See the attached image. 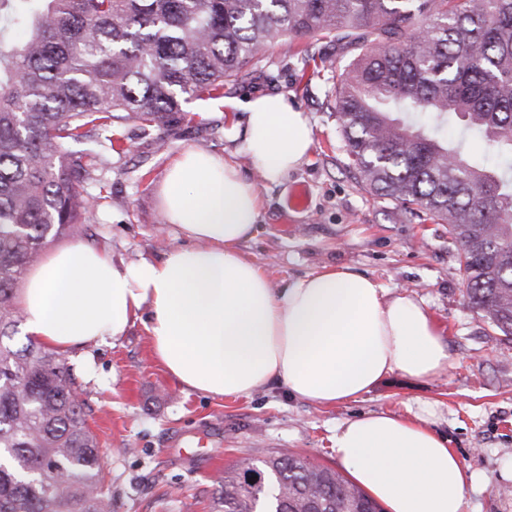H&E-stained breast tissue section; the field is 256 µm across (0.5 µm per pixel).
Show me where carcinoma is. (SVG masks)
<instances>
[{"label":"carcinoma","mask_w":512,"mask_h":512,"mask_svg":"<svg viewBox=\"0 0 512 512\" xmlns=\"http://www.w3.org/2000/svg\"><path fill=\"white\" fill-rule=\"evenodd\" d=\"M0 512H112L70 369L17 347V289L75 233L104 133L166 128L221 98L265 48L321 33L345 60L332 91L352 167L448 225L470 306L512 338V0H0ZM478 137L495 159L476 162ZM220 512H382L338 471L278 451L218 482Z\"/></svg>","instance_id":"1"}]
</instances>
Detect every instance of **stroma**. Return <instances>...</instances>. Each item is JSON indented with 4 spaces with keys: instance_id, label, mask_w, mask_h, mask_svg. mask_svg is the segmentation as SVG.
Wrapping results in <instances>:
<instances>
[{
    "instance_id": "obj_1",
    "label": "stroma",
    "mask_w": 512,
    "mask_h": 512,
    "mask_svg": "<svg viewBox=\"0 0 512 512\" xmlns=\"http://www.w3.org/2000/svg\"><path fill=\"white\" fill-rule=\"evenodd\" d=\"M308 44L324 67L305 65L287 44H277L255 72L225 86L222 98L187 103L193 124L162 132L127 127L128 152L109 157L86 186L98 202L75 239L127 263L159 260L169 248L186 245L165 222L163 180L180 152H212L234 162L263 199L257 234L240 250L273 287L328 266L411 293L439 328L450 366L431 380L391 373L360 400L330 408L290 396L277 380L244 398L214 399L170 377L150 354L143 321H136L120 342L62 357L112 481L114 512H211L224 471L280 450L339 468L332 451L337 426L370 412L403 416L417 401L436 404V430L475 477L467 512H512V340L469 306L447 225L402 212L350 167L331 100L339 52L327 38ZM276 92L287 93L308 116L314 148L273 184L241 149L247 118L241 105ZM160 136L166 140L161 149ZM299 191L304 203L296 207Z\"/></svg>"
}]
</instances>
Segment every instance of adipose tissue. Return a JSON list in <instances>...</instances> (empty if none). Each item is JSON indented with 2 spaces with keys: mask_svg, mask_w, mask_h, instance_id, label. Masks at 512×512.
I'll use <instances>...</instances> for the list:
<instances>
[{
  "mask_svg": "<svg viewBox=\"0 0 512 512\" xmlns=\"http://www.w3.org/2000/svg\"><path fill=\"white\" fill-rule=\"evenodd\" d=\"M243 109L245 152L265 180L281 182L314 147L307 117L283 93ZM162 201L189 246L118 264L75 242L29 268L18 304L34 339L66 353L120 340L142 318L154 359L182 386L238 398L276 379L319 407L359 400L394 372L429 379L447 369L448 348L422 300L336 267L272 288L238 252L262 201L232 161L181 152ZM436 416L431 403L410 419L368 413L337 427L332 450L388 512H466L473 477L434 430Z\"/></svg>",
  "mask_w": 512,
  "mask_h": 512,
  "instance_id": "adipose-tissue-1",
  "label": "adipose tissue"
}]
</instances>
